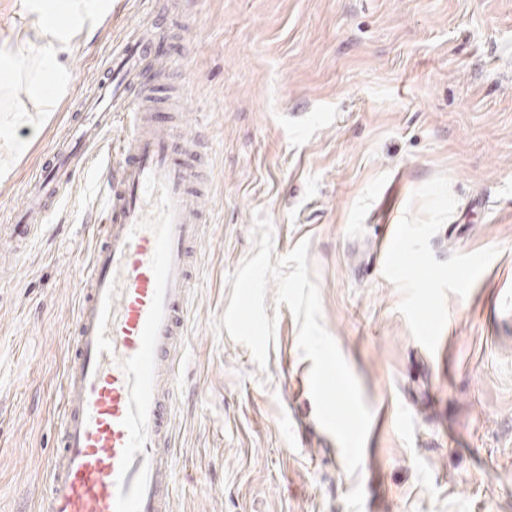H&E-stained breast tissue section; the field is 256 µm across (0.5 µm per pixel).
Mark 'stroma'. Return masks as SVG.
Masks as SVG:
<instances>
[{
	"label": "stroma",
	"instance_id": "obj_1",
	"mask_svg": "<svg viewBox=\"0 0 512 512\" xmlns=\"http://www.w3.org/2000/svg\"><path fill=\"white\" fill-rule=\"evenodd\" d=\"M209 176L171 444L174 512H512V0H112L0 178V227L95 77L158 11ZM115 120L41 227L0 234V512H38ZM309 240L323 323L372 412L359 476L318 422L275 289L268 364L221 323L227 277ZM401 230L386 251L388 226ZM438 345L421 343L423 333Z\"/></svg>",
	"mask_w": 512,
	"mask_h": 512
}]
</instances>
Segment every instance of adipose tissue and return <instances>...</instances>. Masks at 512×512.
<instances>
[{
  "label": "adipose tissue",
  "mask_w": 512,
  "mask_h": 512,
  "mask_svg": "<svg viewBox=\"0 0 512 512\" xmlns=\"http://www.w3.org/2000/svg\"><path fill=\"white\" fill-rule=\"evenodd\" d=\"M21 12L34 16L32 28L36 53L22 56L0 49V156L20 151L23 143L13 136L15 128L38 132L39 123L27 108L13 103L15 85H26L43 111H50L70 82L66 58L76 49L80 36L92 33L112 10V0H17ZM68 22H54L57 12Z\"/></svg>",
  "instance_id": "1"
}]
</instances>
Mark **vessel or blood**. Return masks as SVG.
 <instances>
[{"label":"vessel or blood","instance_id":"1","mask_svg":"<svg viewBox=\"0 0 512 512\" xmlns=\"http://www.w3.org/2000/svg\"><path fill=\"white\" fill-rule=\"evenodd\" d=\"M149 35L126 42L96 79L70 138L87 144L122 105L130 132L104 184L98 242L77 308L65 369L60 438L39 512H170L178 353L190 312L193 254L205 212L199 152L141 110L156 83ZM73 181L57 151L30 183L17 229L43 223Z\"/></svg>","mask_w":512,"mask_h":512}]
</instances>
